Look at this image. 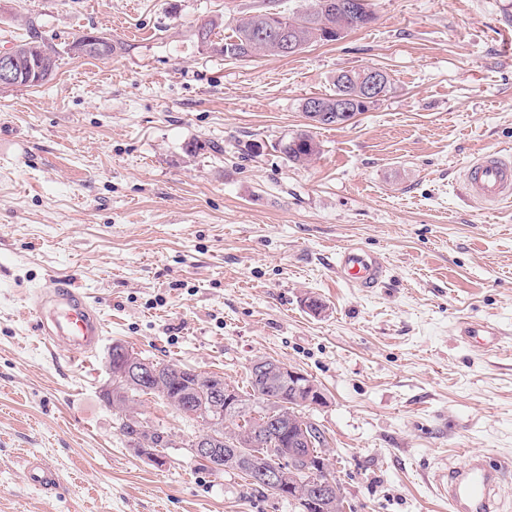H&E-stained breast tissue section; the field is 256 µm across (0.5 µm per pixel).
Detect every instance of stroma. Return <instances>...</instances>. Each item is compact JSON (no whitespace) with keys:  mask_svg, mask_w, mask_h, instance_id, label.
<instances>
[{"mask_svg":"<svg viewBox=\"0 0 512 512\" xmlns=\"http://www.w3.org/2000/svg\"><path fill=\"white\" fill-rule=\"evenodd\" d=\"M309 4L0 0V51L32 19L59 52L43 85L0 91V512H298L196 461L201 423L156 396L133 411L170 434L163 465L128 448L100 397L116 342L244 392L259 358L307 374L343 512H448L433 475L471 450L512 468V204L463 183L474 156L512 153V0H372L374 22L289 57L231 61L195 36ZM82 34L115 52L71 53ZM365 66L384 96L311 126L304 99ZM306 130L321 151L296 165L279 143ZM352 242L383 260L375 288L337 280ZM51 276L101 313L86 362L29 315ZM469 321L500 349L464 344ZM33 456L56 493L25 480ZM460 336L484 351L495 350L503 334L496 328L479 322H466L460 328Z\"/></svg>","mask_w":512,"mask_h":512,"instance_id":"1","label":"stroma"}]
</instances>
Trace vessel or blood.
<instances>
[{
	"label": "vessel or blood",
	"mask_w": 512,
	"mask_h": 512,
	"mask_svg": "<svg viewBox=\"0 0 512 512\" xmlns=\"http://www.w3.org/2000/svg\"><path fill=\"white\" fill-rule=\"evenodd\" d=\"M465 186L474 202L499 206L512 201V154L498 151L476 156L465 171ZM384 273L379 256L349 244L336 256L338 278L353 288L376 287ZM31 311L39 336L45 343L63 345L71 360L92 355L105 332L96 306L76 283L48 280L35 291ZM462 338L486 351L500 341L498 329L484 323L467 322L460 328ZM25 474L29 483L49 491L57 485L54 470L41 459H28ZM505 478L503 469L487 464L483 455L470 453L449 469L433 477L436 493L448 503V512H498L496 495Z\"/></svg>",
	"instance_id": "vessel-or-blood-1"
}]
</instances>
